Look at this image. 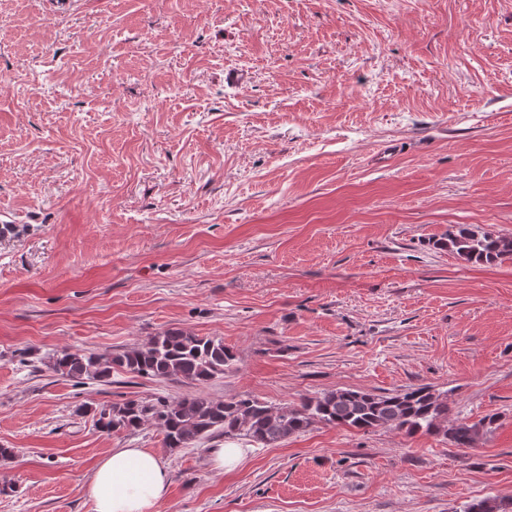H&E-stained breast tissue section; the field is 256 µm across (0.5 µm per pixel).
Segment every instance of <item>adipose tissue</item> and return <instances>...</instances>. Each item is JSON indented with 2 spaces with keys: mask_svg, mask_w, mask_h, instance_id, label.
<instances>
[{
  "mask_svg": "<svg viewBox=\"0 0 512 512\" xmlns=\"http://www.w3.org/2000/svg\"><path fill=\"white\" fill-rule=\"evenodd\" d=\"M169 483V473L155 452L116 448L96 466L87 493L95 512H156Z\"/></svg>",
  "mask_w": 512,
  "mask_h": 512,
  "instance_id": "adipose-tissue-1",
  "label": "adipose tissue"
}]
</instances>
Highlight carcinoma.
I'll list each match as a JSON object with an SVG mask.
<instances>
[{"instance_id":"1","label":"carcinoma","mask_w":512,"mask_h":512,"mask_svg":"<svg viewBox=\"0 0 512 512\" xmlns=\"http://www.w3.org/2000/svg\"><path fill=\"white\" fill-rule=\"evenodd\" d=\"M433 245L473 264H493L512 257V238L480 234L465 224ZM236 362V353L219 338L167 329L114 356L63 350L48 361L47 367L79 381L107 382L112 370L120 368L137 377L202 385L231 371ZM90 410L87 406L79 408L84 413ZM91 411L96 426L108 434H132L151 422L160 429L164 446L172 451L214 435L272 446L317 424L364 432L390 427L409 435L421 432L438 436L455 448L472 449L497 421V416L489 415L471 423H448L447 397L427 385L381 394L336 389L305 398L297 406L275 407L249 395L216 401L193 394L175 404L161 397L136 398L103 404ZM467 512H512V503L482 500L469 505Z\"/></svg>"}]
</instances>
